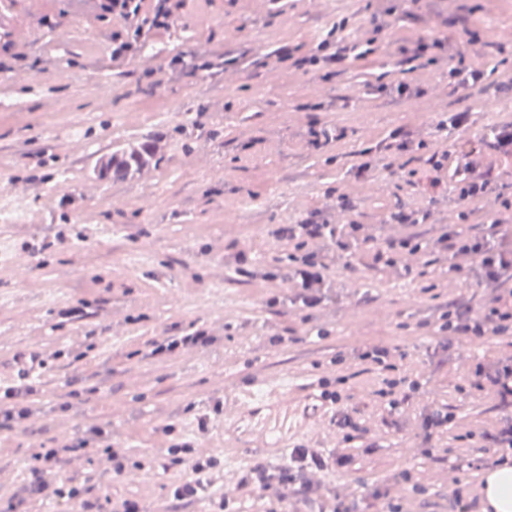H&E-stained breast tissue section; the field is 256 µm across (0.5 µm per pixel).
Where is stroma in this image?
<instances>
[{"mask_svg": "<svg viewBox=\"0 0 512 512\" xmlns=\"http://www.w3.org/2000/svg\"><path fill=\"white\" fill-rule=\"evenodd\" d=\"M374 15L389 25L380 52L331 71L304 64L337 22L365 38ZM229 28L236 40H225ZM467 29L482 44L465 45ZM508 30L512 0H281L275 15L267 0H181L169 28L144 36L155 51L145 67L113 61V39L131 32L100 0H0V180L27 207L25 223L0 224V383L17 381L29 353L46 361L34 375V421L0 429V510L23 494L36 452L96 425L134 468L112 476L98 444L58 472L76 477L103 512L127 498L146 512H211L213 496L255 465L287 463L295 448L342 458L307 479L317 499L350 512H384L390 502L454 512L460 501L482 512V476L503 454L493 438L512 407L474 372L512 361V335L451 337L436 326L450 303L477 313L492 300L478 261L451 276L449 255L435 249L378 269L354 246L329 258L327 298L305 310L285 288L287 251L269 231L308 217L335 222L341 193L357 203L350 220L383 241L436 238L446 215L471 235L484 233L490 209L512 219V166L500 169L496 197L471 203L432 188L426 163L428 148L452 151L481 140L487 124L512 122ZM421 38L445 40L436 62L402 54ZM285 44L296 63L274 56ZM463 63L482 70L481 86L455 88L449 71ZM19 71L27 85L14 84ZM399 82L420 96L399 98ZM152 96L168 110L133 111ZM442 112L468 121L434 135ZM323 124L345 137L312 148L307 131ZM402 126L418 130L424 147L377 153ZM146 137L161 146L153 167L124 181L99 172L101 156ZM366 160L370 176L355 179ZM462 162L452 151L444 184ZM400 203L430 207L432 223H385ZM193 326L211 343L147 358L152 341ZM367 346L390 352L397 409L378 395L384 371L359 357ZM340 376L335 407L320 383ZM267 377L287 379V400H256L243 429L225 431L215 404ZM345 412L358 431L339 427ZM436 412L448 426L420 449ZM169 424L195 455L220 461L192 501L170 497L185 467L168 450ZM264 438L283 449L266 451Z\"/></svg>", "mask_w": 512, "mask_h": 512, "instance_id": "stroma-1", "label": "stroma"}]
</instances>
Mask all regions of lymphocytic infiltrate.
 Listing matches in <instances>:
<instances>
[{"label": "lymphocytic infiltrate", "instance_id": "1", "mask_svg": "<svg viewBox=\"0 0 512 512\" xmlns=\"http://www.w3.org/2000/svg\"><path fill=\"white\" fill-rule=\"evenodd\" d=\"M144 0H108L105 12L130 20L136 32L147 29H165L170 25L173 11L169 0H157L152 11H144ZM496 142L492 152L478 153L463 165L465 185L460 193L467 199L482 197L493 173L500 162L512 160V124L501 126L495 133ZM499 221L490 224V238L482 240L469 237L460 225L451 224L433 242L434 247L449 252L451 261L449 273H459L462 263L468 259L478 260L485 272L488 284L497 289L498 294L480 314L455 311L452 318L444 323L445 330L454 336H481L491 332L504 333L512 329V287L507 279L512 278V248L492 244V236L498 235ZM356 224H313L307 221L298 224H281L272 229L271 235L288 248V261L294 270V285L300 288L303 306L312 308L322 300L321 289L325 277V265L318 249L326 243L344 248V240L350 236L359 237L361 245L372 250L375 262L386 266L396 265L403 253H418L424 245L416 236L409 235L390 241L386 246H378L372 236L360 235ZM85 447L84 442L76 441L59 448H44L36 453L28 467L26 484L27 496L46 497L54 500L79 502L82 512H90L91 502L83 500L81 490L73 486L71 479L61 478L56 472L63 455H74ZM183 452L190 467L189 474L176 483L171 496L176 501H189L200 495L206 488L210 471L217 467L214 458H198L192 454V446L181 442L176 446ZM309 456L308 449L295 451V465L279 469L258 466L250 475L243 478L235 489L237 495L247 493L263 494L274 492L278 503H287L289 495L310 498L313 487L305 478L304 463Z\"/></svg>", "mask_w": 512, "mask_h": 512}]
</instances>
